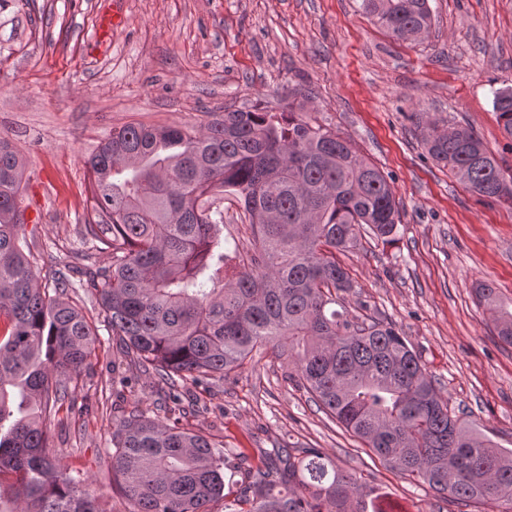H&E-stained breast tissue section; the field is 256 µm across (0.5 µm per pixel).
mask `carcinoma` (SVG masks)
I'll return each mask as SVG.
<instances>
[{
	"label": "carcinoma",
	"mask_w": 512,
	"mask_h": 512,
	"mask_svg": "<svg viewBox=\"0 0 512 512\" xmlns=\"http://www.w3.org/2000/svg\"><path fill=\"white\" fill-rule=\"evenodd\" d=\"M390 35L430 33L428 0H361ZM493 109L512 139V87ZM429 123L427 154L477 195L512 205V180L474 131ZM95 220L84 238L110 264L89 275L100 311L69 301L67 273L35 281L19 211L23 163L0 138V512H99L82 470L46 452L43 413L65 409V377L95 355L99 330L164 393L166 422L134 404L112 430V471L127 512H385L374 490L319 448L260 449L251 464L180 426L184 405L243 367L261 346L288 349L287 380L382 461L457 503L512 512V451L481 436L448 401L393 326L356 315L336 262L365 230L393 240L400 202L376 165L336 130L293 107L224 110L190 128L126 125L85 162ZM237 206L229 214L225 204ZM250 248L226 266L224 224ZM512 345V311L496 319ZM246 468L247 481L235 477Z\"/></svg>",
	"instance_id": "cac0c4a2"
}]
</instances>
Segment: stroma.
<instances>
[{"label":"stroma","mask_w":512,"mask_h":512,"mask_svg":"<svg viewBox=\"0 0 512 512\" xmlns=\"http://www.w3.org/2000/svg\"><path fill=\"white\" fill-rule=\"evenodd\" d=\"M359 0H121L123 21L94 48L112 0H0V137L24 163L20 212L39 284L62 268L108 266L84 239L86 160L112 130L200 125L261 103L304 105L391 177L401 203L393 242L359 233L339 260L351 311L392 322L450 410L512 450V346L473 288L490 283L512 310V206L478 195L426 153V122L467 125L512 169V139L493 110L512 86V0H429L432 28L402 40L375 26ZM118 346L104 338L69 383L79 415L47 416L50 456L87 469L101 512H126L115 490L112 429L151 397L112 388ZM287 357L254 351L218 381L185 428L229 450L321 448L379 493L384 512H488L443 500L385 464L290 384Z\"/></svg>","instance_id":"stroma-1"}]
</instances>
